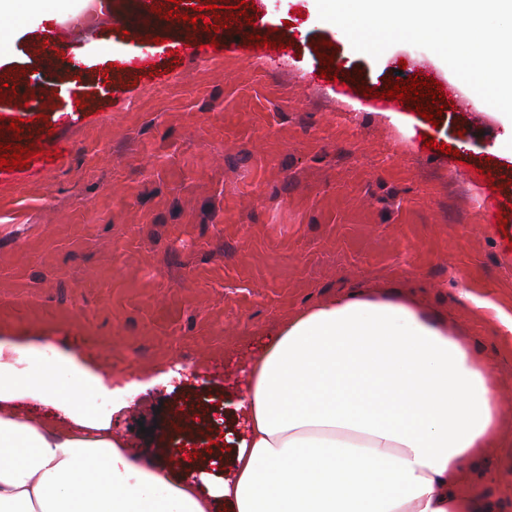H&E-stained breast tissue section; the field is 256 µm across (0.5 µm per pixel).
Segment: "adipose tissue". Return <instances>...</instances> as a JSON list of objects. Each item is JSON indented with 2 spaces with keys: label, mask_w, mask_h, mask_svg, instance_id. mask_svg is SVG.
<instances>
[{
  "label": "adipose tissue",
  "mask_w": 512,
  "mask_h": 512,
  "mask_svg": "<svg viewBox=\"0 0 512 512\" xmlns=\"http://www.w3.org/2000/svg\"><path fill=\"white\" fill-rule=\"evenodd\" d=\"M90 349L0 340V512H493L467 466L512 457L487 364L413 301L348 294L250 359L228 469L132 457Z\"/></svg>",
  "instance_id": "adipose-tissue-1"
}]
</instances>
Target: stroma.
<instances>
[{"label":"stroma","mask_w":512,"mask_h":512,"mask_svg":"<svg viewBox=\"0 0 512 512\" xmlns=\"http://www.w3.org/2000/svg\"><path fill=\"white\" fill-rule=\"evenodd\" d=\"M203 2L242 5L292 50L266 57L204 30L197 54L116 85L125 57H166L155 40L178 31L127 34L125 0L76 30L70 50L90 77L46 85L62 105L89 94L91 108L33 119L62 153L0 176V339L83 344L116 374L185 365L112 416L131 455L160 461L238 432L241 381L267 333L352 291L391 292L489 358L512 417V354L500 349L512 334L494 317L512 315V209L495 206L512 191V162L490 150L500 124L437 55L404 43L376 59L356 52L316 0ZM49 3L48 17L0 20L14 41L1 68H38L31 37L83 8ZM327 47L375 97L312 81ZM414 71L450 92L425 106L437 124L380 97ZM489 162L495 187L478 174ZM469 481L512 512L511 462L489 456Z\"/></svg>","instance_id":"obj_1"}]
</instances>
